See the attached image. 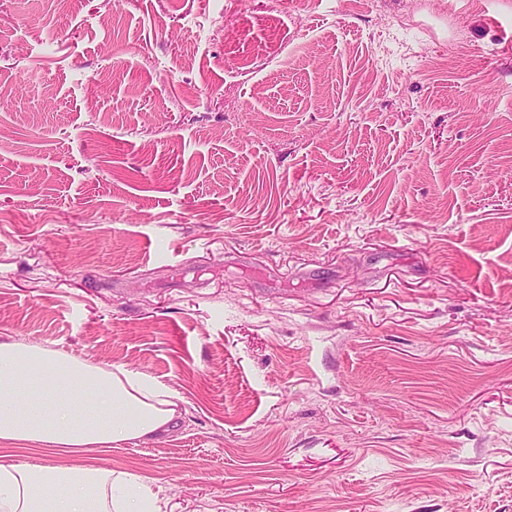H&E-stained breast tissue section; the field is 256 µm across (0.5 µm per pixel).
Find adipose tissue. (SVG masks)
<instances>
[{
	"mask_svg": "<svg viewBox=\"0 0 512 512\" xmlns=\"http://www.w3.org/2000/svg\"><path fill=\"white\" fill-rule=\"evenodd\" d=\"M182 415L156 378L0 336V444L107 453L159 438ZM159 501L126 472L0 462V512H161Z\"/></svg>",
	"mask_w": 512,
	"mask_h": 512,
	"instance_id": "adipose-tissue-1",
	"label": "adipose tissue"
}]
</instances>
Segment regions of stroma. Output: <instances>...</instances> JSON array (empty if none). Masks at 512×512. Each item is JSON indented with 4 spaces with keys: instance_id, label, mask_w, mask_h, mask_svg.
<instances>
[{
    "instance_id": "1",
    "label": "stroma",
    "mask_w": 512,
    "mask_h": 512,
    "mask_svg": "<svg viewBox=\"0 0 512 512\" xmlns=\"http://www.w3.org/2000/svg\"><path fill=\"white\" fill-rule=\"evenodd\" d=\"M0 336L166 512H512V0H0ZM180 403L148 375L0 336V445L107 453L167 433L183 416Z\"/></svg>"
}]
</instances>
